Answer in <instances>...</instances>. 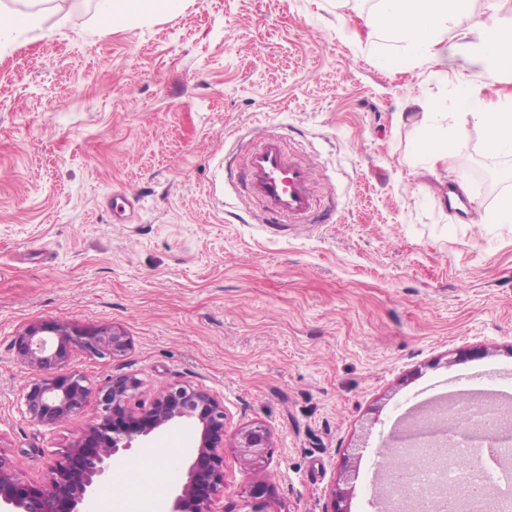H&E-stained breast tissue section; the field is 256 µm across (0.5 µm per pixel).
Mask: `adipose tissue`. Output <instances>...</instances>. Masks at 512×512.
I'll return each mask as SVG.
<instances>
[{
  "label": "adipose tissue",
  "mask_w": 512,
  "mask_h": 512,
  "mask_svg": "<svg viewBox=\"0 0 512 512\" xmlns=\"http://www.w3.org/2000/svg\"><path fill=\"white\" fill-rule=\"evenodd\" d=\"M39 10L0 7V57L18 47L31 33L47 36L68 26L66 0H46ZM470 0H377L376 9L364 17L371 45L382 53L387 67L407 59L428 65L432 76L447 82L448 50L456 48L481 68L477 83L460 82L454 90V109L444 111L432 98H417V151L429 162L447 161L455 141L476 131L489 157L512 155V98L492 100L484 91L512 73V15L479 19L457 33L449 44L448 33L468 11ZM181 0H97L98 14L108 23L127 27L142 24L158 15L177 10ZM394 52H386V43Z\"/></svg>",
  "instance_id": "ef3b65f1"
}]
</instances>
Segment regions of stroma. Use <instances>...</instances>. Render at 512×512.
<instances>
[{
    "label": "stroma",
    "mask_w": 512,
    "mask_h": 512,
    "mask_svg": "<svg viewBox=\"0 0 512 512\" xmlns=\"http://www.w3.org/2000/svg\"><path fill=\"white\" fill-rule=\"evenodd\" d=\"M374 7L183 0L129 29L75 0L66 29L0 57V456L25 478L88 422L27 417L13 340L36 321L129 336L115 359L73 354L91 383L133 375L149 396L179 382L223 399L216 512H250L265 477L268 512H329L354 446L346 505L377 512L373 452L414 414L463 383L512 392V226L448 206L452 186L481 213L512 195V157L489 158L473 133L444 164L415 152L396 113L480 76L388 69L360 24ZM259 133L313 165L311 222L268 223L249 194ZM255 424L272 448L250 471L233 435ZM191 441L178 423L120 455L122 512L153 491L148 456L176 449L184 472Z\"/></svg>",
    "instance_id": "obj_1"
}]
</instances>
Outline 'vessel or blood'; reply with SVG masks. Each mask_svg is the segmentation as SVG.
Here are the masks:
<instances>
[{
	"label": "vessel or blood",
	"instance_id": "obj_1",
	"mask_svg": "<svg viewBox=\"0 0 512 512\" xmlns=\"http://www.w3.org/2000/svg\"><path fill=\"white\" fill-rule=\"evenodd\" d=\"M247 164L250 189L267 212L297 219L312 212L313 168L295 160L278 139L261 137L259 145L249 153Z\"/></svg>",
	"mask_w": 512,
	"mask_h": 512
}]
</instances>
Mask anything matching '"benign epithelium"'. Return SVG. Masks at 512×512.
<instances>
[{
    "mask_svg": "<svg viewBox=\"0 0 512 512\" xmlns=\"http://www.w3.org/2000/svg\"><path fill=\"white\" fill-rule=\"evenodd\" d=\"M130 346V338L111 327L83 330L57 323L34 322L15 337L22 363L35 371L23 394L29 419L55 426L83 414L90 406L96 416L65 450L55 454L43 480L32 482L0 456V512H84L83 505L106 485L117 457L175 421L195 433L193 461L175 490L169 512H216L214 497L224 486V401L204 388L174 384L148 399L141 379L120 376L97 387L67 370L73 353L82 350L112 357ZM236 448L243 464L260 469L272 448L263 425L240 430ZM274 487L254 484L251 512H267Z\"/></svg>",
    "mask_w": 512,
    "mask_h": 512,
    "instance_id": "benign-epithelium-1",
    "label": "benign epithelium"
}]
</instances>
